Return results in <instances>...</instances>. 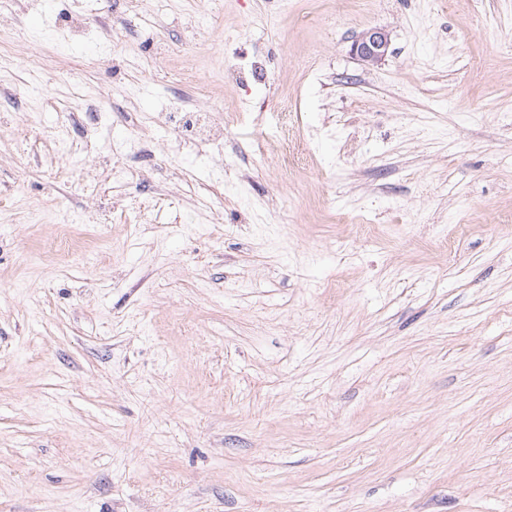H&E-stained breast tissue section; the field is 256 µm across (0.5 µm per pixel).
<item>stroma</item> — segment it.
<instances>
[{
	"label": "stroma",
	"instance_id": "35a3bbf8",
	"mask_svg": "<svg viewBox=\"0 0 512 512\" xmlns=\"http://www.w3.org/2000/svg\"><path fill=\"white\" fill-rule=\"evenodd\" d=\"M12 8L0 512H512V0H134L153 68L89 0ZM163 87L233 127L149 182L121 123L39 135ZM284 102L338 132L288 177ZM101 29L106 33V41L118 48L128 44L132 40L141 39L142 32L135 22L124 19L119 26L112 25L105 17H98ZM389 46L388 33L383 29L371 28L354 40L351 52L367 64H376L387 56Z\"/></svg>",
	"mask_w": 512,
	"mask_h": 512
}]
</instances>
